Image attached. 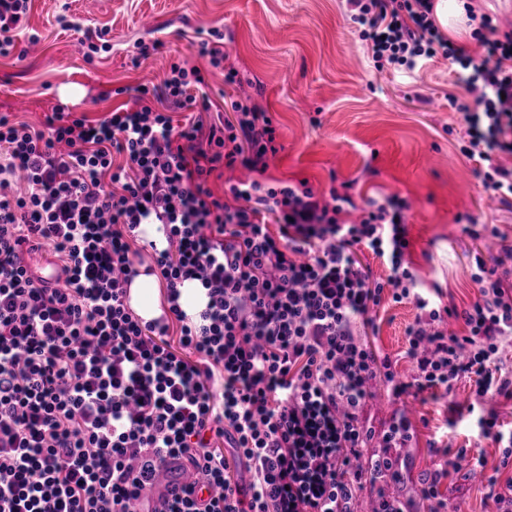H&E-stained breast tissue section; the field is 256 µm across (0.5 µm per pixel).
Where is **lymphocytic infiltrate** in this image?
<instances>
[{
    "label": "lymphocytic infiltrate",
    "instance_id": "1",
    "mask_svg": "<svg viewBox=\"0 0 512 512\" xmlns=\"http://www.w3.org/2000/svg\"><path fill=\"white\" fill-rule=\"evenodd\" d=\"M433 0H346L377 70H413L443 57L468 94L455 101L475 175L512 201V29L481 15V50L454 45ZM30 0H0V56L25 32ZM200 69L174 62L160 86L139 85L133 106L101 119L56 111L41 127L0 113V512H141L169 464L183 481L163 512H353L363 462L380 439L401 448L412 423L395 413L383 436L364 408L384 382L393 399L449 396L471 377L477 436L505 445L487 399L512 398V282L475 256L477 298L439 303L406 260V202L367 201L360 221L350 193L299 185L208 186L221 168L262 170L274 152L269 113L231 101L232 117L209 124ZM197 110L174 125L170 108ZM278 231H271V224ZM142 224L162 225L154 254L167 310L152 322L130 309L131 247ZM50 248L59 274L36 277L26 254ZM387 259L378 280L358 253ZM196 280L208 302L191 321L180 285ZM413 302L410 373L396 380L389 356L359 333L383 291ZM463 332L449 330V320ZM447 465L421 489L447 512L438 485L466 455L447 436L432 441ZM248 473V482L231 474ZM209 499L197 496L198 490Z\"/></svg>",
    "mask_w": 512,
    "mask_h": 512
}]
</instances>
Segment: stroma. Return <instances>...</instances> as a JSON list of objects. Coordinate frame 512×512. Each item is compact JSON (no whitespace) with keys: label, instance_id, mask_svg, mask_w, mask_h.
<instances>
[{"label":"stroma","instance_id":"obj_1","mask_svg":"<svg viewBox=\"0 0 512 512\" xmlns=\"http://www.w3.org/2000/svg\"><path fill=\"white\" fill-rule=\"evenodd\" d=\"M62 13L91 30L108 28L110 51L86 59L81 33L57 26ZM211 27L223 31L252 103L271 112L277 149L266 170L239 167L211 178L214 193L239 178L268 185L305 180L324 193L351 181L359 204L398 195L410 207L411 271L422 287L438 289L442 303H472V256L483 243L464 234L459 219L483 217L512 244V203L488 206V192L462 152L461 117L450 100L466 93L454 65L440 56L411 72L377 71L344 0H31L18 56L0 57V113L32 124L58 107L102 117L133 104L140 84H161L169 62L206 68L188 39ZM32 33L38 43H29ZM154 39L164 42L165 55L134 60L135 43ZM415 315L413 304L386 295L366 330L369 346L395 359L401 376L410 369L404 330ZM473 390L464 379L450 397L408 400L415 437L411 447L393 451L399 477L368 478L362 497L383 490L409 512H428L420 488L440 461L433 436L445 429L453 448L481 456L488 474L511 484L512 463L497 444L476 438L470 418L446 426L450 406L469 403ZM439 492L454 512L492 508L481 479L465 469L449 472Z\"/></svg>","mask_w":512,"mask_h":512}]
</instances>
